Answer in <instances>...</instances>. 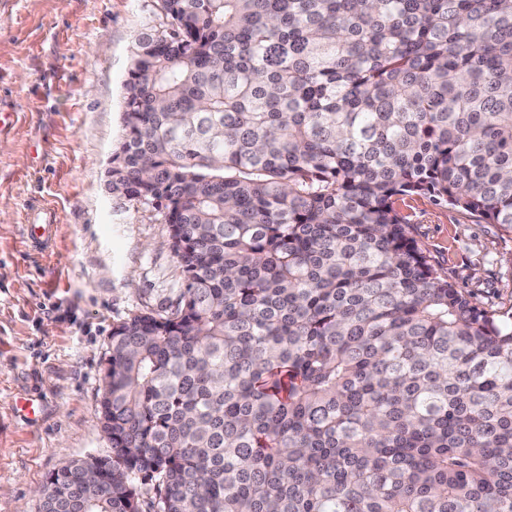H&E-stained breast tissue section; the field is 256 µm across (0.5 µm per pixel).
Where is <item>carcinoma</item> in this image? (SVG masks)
Here are the masks:
<instances>
[{
  "mask_svg": "<svg viewBox=\"0 0 512 512\" xmlns=\"http://www.w3.org/2000/svg\"><path fill=\"white\" fill-rule=\"evenodd\" d=\"M112 193L175 301L112 325V454L38 512H512V315L403 206L512 231V0H161Z\"/></svg>",
  "mask_w": 512,
  "mask_h": 512,
  "instance_id": "obj_1",
  "label": "carcinoma"
}]
</instances>
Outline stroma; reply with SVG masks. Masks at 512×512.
I'll return each mask as SVG.
<instances>
[{"instance_id":"1","label":"stroma","mask_w":512,"mask_h":512,"mask_svg":"<svg viewBox=\"0 0 512 512\" xmlns=\"http://www.w3.org/2000/svg\"><path fill=\"white\" fill-rule=\"evenodd\" d=\"M163 21L158 0H0V512H37L51 473L110 454L112 326L182 284L158 211L108 186L133 46ZM406 212L442 277L512 312V233L426 198Z\"/></svg>"}]
</instances>
